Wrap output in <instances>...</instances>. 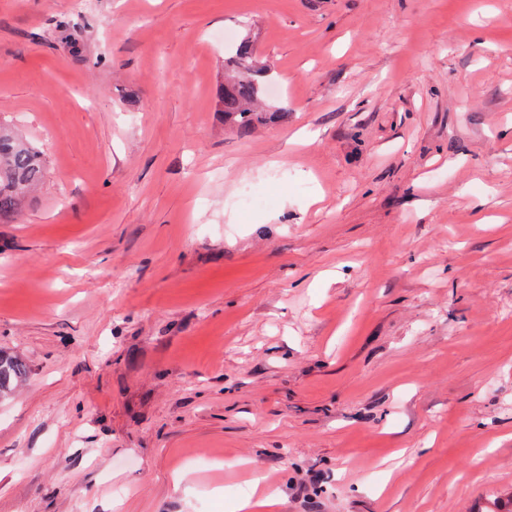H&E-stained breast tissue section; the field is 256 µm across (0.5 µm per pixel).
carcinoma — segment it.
<instances>
[{"label":"carcinoma","mask_w":512,"mask_h":512,"mask_svg":"<svg viewBox=\"0 0 512 512\" xmlns=\"http://www.w3.org/2000/svg\"><path fill=\"white\" fill-rule=\"evenodd\" d=\"M255 46L249 37L224 48L228 76L221 93L224 121L249 132L262 119L259 109L267 96V69L255 63ZM45 173L43 154L31 142L0 131V217L15 215L26 205ZM26 374L17 358L0 352V397Z\"/></svg>","instance_id":"cac0c4a2"}]
</instances>
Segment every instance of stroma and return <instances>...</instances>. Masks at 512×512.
Listing matches in <instances>:
<instances>
[{
    "instance_id": "35a3bbf8",
    "label": "stroma",
    "mask_w": 512,
    "mask_h": 512,
    "mask_svg": "<svg viewBox=\"0 0 512 512\" xmlns=\"http://www.w3.org/2000/svg\"><path fill=\"white\" fill-rule=\"evenodd\" d=\"M228 35L287 118L225 123ZM0 120V512L512 489V0H0ZM44 173L42 152L26 139L0 128V217L22 210ZM25 374L26 368L19 359L0 352V397L7 395Z\"/></svg>"
}]
</instances>
